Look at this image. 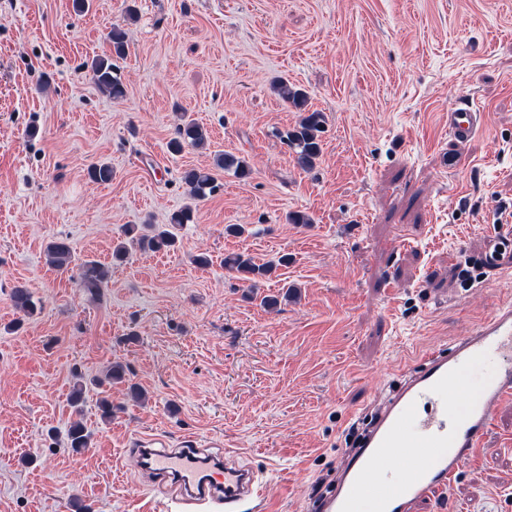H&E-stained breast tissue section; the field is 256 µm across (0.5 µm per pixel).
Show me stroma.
Masks as SVG:
<instances>
[{
  "label": "stroma",
  "mask_w": 512,
  "mask_h": 512,
  "mask_svg": "<svg viewBox=\"0 0 512 512\" xmlns=\"http://www.w3.org/2000/svg\"><path fill=\"white\" fill-rule=\"evenodd\" d=\"M115 26L127 33L120 99L87 68L111 54ZM278 79L324 116L313 169L277 136L303 112ZM464 100L488 125L460 144L447 119ZM182 112L207 129L205 147L170 150ZM221 153L250 176L215 167ZM457 156L464 167L449 169ZM99 162L111 183L89 179ZM192 168L220 190L192 199ZM184 208L174 251L134 247L113 263L127 227ZM505 225L512 0H91L83 12L0 0V512H198L129 457L142 437L187 435L255 472V512H319L351 427L422 353L512 301V251L482 265ZM59 236L111 266L99 299L77 267L49 265ZM237 252L276 270L243 280L224 267ZM200 253L209 266L193 264ZM17 285L40 313L14 307ZM115 362L140 401L91 385ZM105 395L118 407L108 422ZM77 419L91 439L78 454L66 446ZM418 512H512V398Z\"/></svg>",
  "instance_id": "obj_1"
}]
</instances>
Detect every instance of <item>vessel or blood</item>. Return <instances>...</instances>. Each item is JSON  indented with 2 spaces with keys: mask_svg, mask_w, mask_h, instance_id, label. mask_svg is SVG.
I'll return each instance as SVG.
<instances>
[{
  "mask_svg": "<svg viewBox=\"0 0 512 512\" xmlns=\"http://www.w3.org/2000/svg\"><path fill=\"white\" fill-rule=\"evenodd\" d=\"M486 125V114L473 111L465 102L448 113V134L458 141L471 138ZM482 355L495 358L496 373L472 392L463 380L464 369ZM455 393L463 403L452 408L448 402ZM510 397L511 303L405 372L339 469L336 491L321 502V512H351L361 495L372 497L378 512H416L419 504L446 489L480 448L492 424L493 406ZM138 449L145 470L180 482L183 494L196 503L220 502L224 512H238L253 495L256 476L251 469L202 467L196 439L170 449L147 437L139 441ZM390 465L398 469L399 482L382 478V468Z\"/></svg>",
  "mask_w": 512,
  "mask_h": 512,
  "instance_id": "b4317fda",
  "label": "vessel or blood"
}]
</instances>
